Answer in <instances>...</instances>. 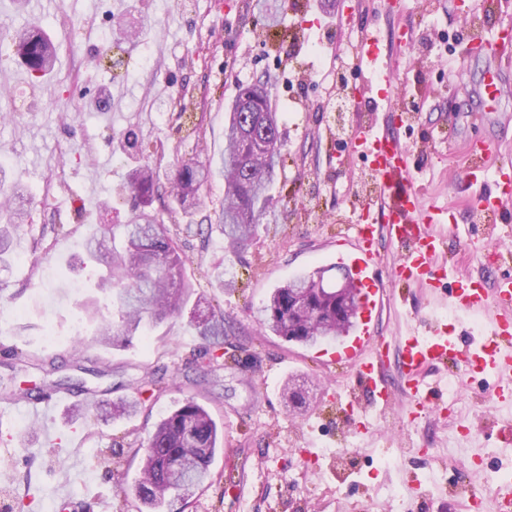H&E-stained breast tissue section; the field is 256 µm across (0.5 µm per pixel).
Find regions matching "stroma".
Returning a JSON list of instances; mask_svg holds the SVG:
<instances>
[{
	"mask_svg": "<svg viewBox=\"0 0 512 512\" xmlns=\"http://www.w3.org/2000/svg\"><path fill=\"white\" fill-rule=\"evenodd\" d=\"M38 21L57 46L51 76L38 86L19 80L25 67L10 38L13 29ZM512 24V0H495L487 13L464 10L458 0H405L393 13L386 0H297L277 28H267L253 0H44L39 15L13 8L0 18V172L19 186L27 214L14 257L0 268V388L15 383L29 393L69 384L88 403L69 421L65 404L46 421L25 404L0 402V512L14 503L8 476L29 478L26 512H45L62 492L65 512H138L131 487L140 460L131 444H146L159 415L187 397L204 405L224 430L225 449L213 461V482L174 512H465L463 499L422 494L414 481L437 478L440 489L478 487L480 469L511 468L512 446L502 447L495 409L474 415L476 431L462 447L448 445L454 419L447 409L448 376L431 370L439 410L405 420L397 357L386 376L393 388L387 412L367 407L369 426L358 431L333 391L351 389L352 376L334 365L333 379L319 366L324 346H305L264 332L256 310L270 293L297 275L325 269L343 283L335 265L336 239L351 218V202L364 179L353 133L370 121L394 132L411 155L425 204L447 208L458 233L447 236L456 276L491 287L512 271V204L494 223L481 222L468 204L489 184L468 175L467 145L485 139L489 166L512 158V47L489 53L468 49L470 39L496 42ZM139 35L121 40L122 31ZM428 33L426 55L403 41V30ZM378 38V59L396 68L402 99L420 110L412 121L390 111L366 70H357L361 93L347 114L345 131L331 120L325 89L332 82L327 38L356 52L361 32ZM458 36L454 54L444 34ZM501 77L495 100L484 85ZM269 78L280 116L284 163L270 186L271 207L245 248L232 251L220 230L187 232L219 209L224 179V125L241 86ZM26 110H18V102ZM133 131L164 151L147 162L160 178L183 163L211 166L200 192L199 213L155 202L187 260L186 278L196 293L224 314L226 334L210 350L188 315L146 326L139 336L91 343L92 322L82 307L97 298L99 266L78 244L107 238L130 215L127 160L113 151ZM491 239L498 259L479 263L464 244ZM454 279L433 288L398 287L397 301L378 321L391 344L420 322L440 321L469 339L472 317L448 311ZM55 362L45 374L41 365ZM160 377L140 413L131 419L103 416L99 402L134 397V378ZM309 390L300 415L284 407L285 383ZM398 487L390 500L385 488Z\"/></svg>",
	"mask_w": 512,
	"mask_h": 512,
	"instance_id": "1",
	"label": "stroma"
}]
</instances>
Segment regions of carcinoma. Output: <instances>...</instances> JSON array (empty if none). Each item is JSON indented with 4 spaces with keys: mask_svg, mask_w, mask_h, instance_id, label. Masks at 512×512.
<instances>
[{
    "mask_svg": "<svg viewBox=\"0 0 512 512\" xmlns=\"http://www.w3.org/2000/svg\"><path fill=\"white\" fill-rule=\"evenodd\" d=\"M16 53L34 77H42L51 67L55 48L36 28L23 27L13 34ZM250 92L258 99L256 112H242L241 94ZM283 143L277 112L270 101V89L262 82L240 88L224 126V204L214 216L204 220L224 229V241L238 249L250 241L257 224L270 203L272 174L282 162ZM145 151L135 133L127 131L120 141V154L138 156ZM211 170L197 163H184L175 178L164 184L145 164L132 170L129 178L135 205L120 237H111V246L97 239L83 242L84 251L101 266L96 288L103 300L112 305L117 318L103 320L96 330V340L111 343L119 337H131L145 322H158L183 312L193 295V285L183 273L184 258L179 244L170 237L164 221L152 212L155 199L167 194L180 207L196 205L199 189L209 182ZM0 196L9 205L0 207V264L11 260L14 233L22 213L13 207L19 194L16 185L0 179ZM324 271L295 277L275 289L259 311L258 320L275 336L287 342L315 346L322 339L336 340L354 326L357 314L356 289L350 288L351 306L341 325L332 316L320 317L297 328L288 324V293L296 284L315 285ZM190 323L210 345L224 343V313L216 311L211 301L199 296L193 303ZM282 398L299 411L306 409L305 392L286 386ZM138 399L112 403V417L137 414ZM224 439L208 410L194 398H188L164 413L150 436L152 453L134 448L142 455L141 478L135 485L136 498L147 512H167L174 501L185 502L203 488L211 476L212 460Z\"/></svg>",
    "mask_w": 512,
    "mask_h": 512,
    "instance_id": "cac0c4a2",
    "label": "carcinoma"
}]
</instances>
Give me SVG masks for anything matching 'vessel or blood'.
<instances>
[{
    "instance_id": "vessel-or-blood-1",
    "label": "vessel or blood",
    "mask_w": 512,
    "mask_h": 512,
    "mask_svg": "<svg viewBox=\"0 0 512 512\" xmlns=\"http://www.w3.org/2000/svg\"><path fill=\"white\" fill-rule=\"evenodd\" d=\"M353 142L378 188L380 201L362 208L353 231L340 240L342 250L336 262L352 276L360 290V302L357 323L338 341L335 356L357 381L356 390L350 393V407H358L365 399L386 411L391 407L384 373L390 343L377 323L390 295L379 274V242L388 239L398 252L392 275L399 283L434 287L448 276L441 260L444 238L437 230L446 223L448 211L424 206L423 192L414 184L410 157L387 130L368 124L358 130ZM487 155L484 143L470 151L473 180L490 178L495 185L494 192L471 200L470 208L476 212H495L512 200V164L501 163L495 173H488L483 164ZM448 305L485 319L488 334L480 341L463 343L435 322L426 333L415 330L404 337L399 348V376L408 399L405 415L412 421L435 406L431 391L422 383L424 371L433 366L493 376L494 401H512V274L501 273L490 289L459 279L448 292Z\"/></svg>"
}]
</instances>
